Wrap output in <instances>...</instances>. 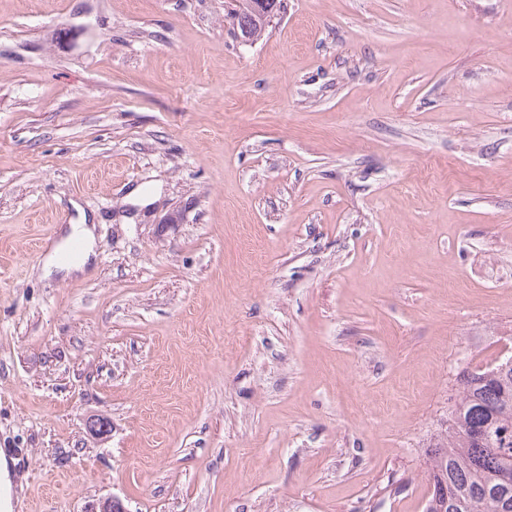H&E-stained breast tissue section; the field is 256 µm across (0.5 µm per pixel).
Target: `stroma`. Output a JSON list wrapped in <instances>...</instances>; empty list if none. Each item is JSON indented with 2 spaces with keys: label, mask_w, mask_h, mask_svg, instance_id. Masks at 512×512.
Listing matches in <instances>:
<instances>
[{
  "label": "stroma",
  "mask_w": 512,
  "mask_h": 512,
  "mask_svg": "<svg viewBox=\"0 0 512 512\" xmlns=\"http://www.w3.org/2000/svg\"><path fill=\"white\" fill-rule=\"evenodd\" d=\"M228 8L0 0L17 512H424L459 373L512 356V0ZM239 1V5H235L231 11L228 12V16L230 17L233 25V29L235 30V18L239 16V33L241 36H244V29L242 20L246 21L245 25L247 27V33L252 38H257L261 35L265 28L268 27L267 22V12L266 9L256 11L254 8L255 0H237ZM61 229L60 240L48 250L44 270L55 267L67 273H84L91 266V257L94 255V226L92 224H67ZM73 242L80 245L79 255L70 263H61L58 259L62 249Z\"/></svg>",
  "instance_id": "stroma-1"
}]
</instances>
